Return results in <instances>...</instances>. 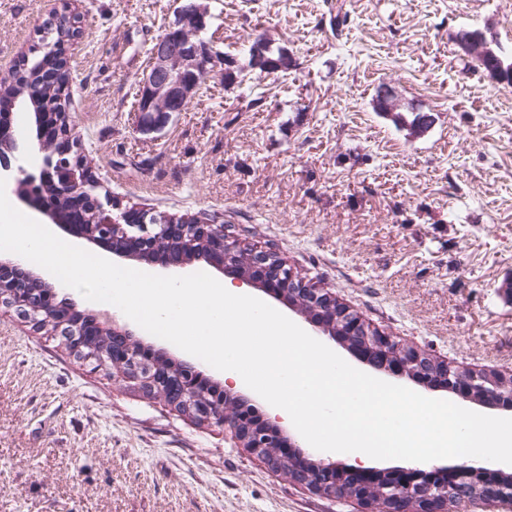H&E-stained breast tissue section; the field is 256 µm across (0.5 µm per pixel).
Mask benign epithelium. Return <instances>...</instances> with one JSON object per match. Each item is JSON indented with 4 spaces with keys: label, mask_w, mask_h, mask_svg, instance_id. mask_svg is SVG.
<instances>
[{
    "label": "benign epithelium",
    "mask_w": 512,
    "mask_h": 512,
    "mask_svg": "<svg viewBox=\"0 0 512 512\" xmlns=\"http://www.w3.org/2000/svg\"><path fill=\"white\" fill-rule=\"evenodd\" d=\"M206 25V12L196 0H184L166 34L151 49L150 66L139 81L140 111L144 113L180 112L197 93L193 76L210 70L216 57L205 42L191 40ZM494 41L484 33L461 44L467 53H493ZM12 113H0V178L6 180V192L20 199H31L32 189L47 187L54 178V156L79 155L78 142L70 126L59 121L49 123L42 135L54 146L50 150L39 144L40 163L27 169L11 162L20 149L19 139L11 134ZM97 204L112 213L109 233H99L93 225L82 223L77 215L65 218L42 212L61 223L67 234L85 239L122 258L153 262L160 258L163 245L177 244L180 254L192 257L203 254L215 268L233 278L268 292L290 290L294 300L303 304L308 323L317 331L356 349L372 359L379 371L388 375L407 376L428 389L442 388L472 401L495 407L512 406V373L494 369L474 371L435 361L414 347L403 344L370 328L335 295L305 284L288 264L270 251H257L250 264L239 265L242 247L239 240L224 231V225L197 218L174 221L166 216L147 222V216L134 213L105 193ZM21 264L0 261V304L16 310L36 322L39 317H58L64 343L76 355L90 349L108 369L118 371L144 392L163 399L176 410L190 413L201 423L229 430L250 453L277 469L279 461L292 464L289 476L326 495H336L339 480L347 478L343 496L367 506L366 512H457L456 492L472 486V507L481 512L512 509V481L490 482L489 468L465 462L447 467L364 470L340 461L318 459L307 469L311 453L295 448V439L287 435L280 419L265 418L251 399L232 396L212 384L210 376L197 365L182 361L175 365L153 353L134 339L133 333L119 326L112 315L104 312L84 313L67 297L58 305L68 309L62 316L56 309L31 310L27 290L17 281Z\"/></svg>",
    "instance_id": "obj_1"
}]
</instances>
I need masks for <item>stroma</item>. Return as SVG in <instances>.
Here are the masks:
<instances>
[{"label":"stroma","instance_id":"1","mask_svg":"<svg viewBox=\"0 0 512 512\" xmlns=\"http://www.w3.org/2000/svg\"><path fill=\"white\" fill-rule=\"evenodd\" d=\"M199 2L205 39L247 74L228 86L216 67L159 130L142 128L134 93L179 0H0V77L46 21L80 16L67 110L101 192L223 222L370 327L512 370V85L472 69L456 39L479 28L511 53L512 0ZM258 37L287 51V76L248 71ZM381 89L397 112L378 111ZM360 509L0 306V512Z\"/></svg>","mask_w":512,"mask_h":512}]
</instances>
